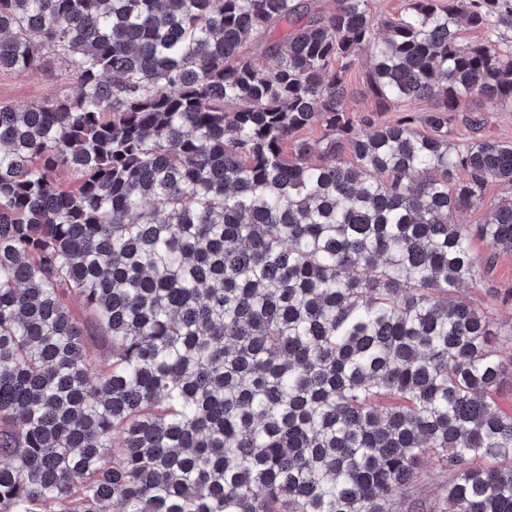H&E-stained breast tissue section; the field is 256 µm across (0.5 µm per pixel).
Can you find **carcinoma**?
<instances>
[{
	"label": "carcinoma",
	"mask_w": 512,
	"mask_h": 512,
	"mask_svg": "<svg viewBox=\"0 0 512 512\" xmlns=\"http://www.w3.org/2000/svg\"><path fill=\"white\" fill-rule=\"evenodd\" d=\"M508 30L512 0H0V73L79 87L0 104V512H424L427 460L448 512H512V357L461 295L512 251V143L466 136L512 106ZM362 53L429 133L356 130ZM371 65V60L368 55L359 56L352 64L348 71L347 82L350 85L349 97L345 102V106L350 116L355 120L364 119L367 117H375L378 121L394 122L406 114L413 115L417 121L416 125L418 130L422 133H428V128L421 124L420 117L425 114L434 105L432 99H422L407 103L401 109L408 112H399L398 110H391L389 112H374L375 102L371 98L362 94L360 89L362 87V79ZM424 470L422 479L413 489V495L430 510H441L444 508V486L448 482V473L434 463H428Z\"/></svg>",
	"instance_id": "1"
}]
</instances>
